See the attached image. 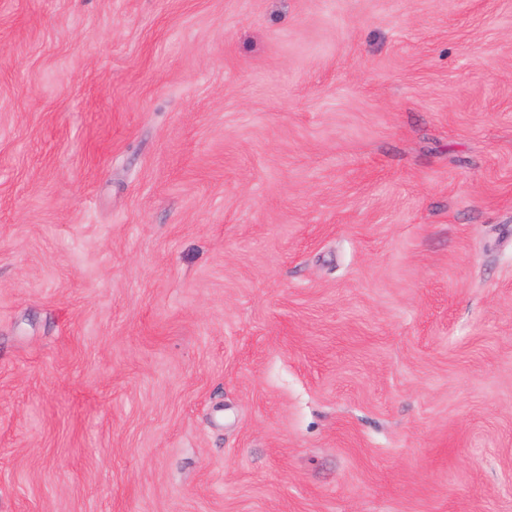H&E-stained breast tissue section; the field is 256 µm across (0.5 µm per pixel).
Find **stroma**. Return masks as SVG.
Instances as JSON below:
<instances>
[{"label":"stroma","instance_id":"obj_1","mask_svg":"<svg viewBox=\"0 0 512 512\" xmlns=\"http://www.w3.org/2000/svg\"><path fill=\"white\" fill-rule=\"evenodd\" d=\"M0 512H512V0H0Z\"/></svg>","mask_w":512,"mask_h":512}]
</instances>
